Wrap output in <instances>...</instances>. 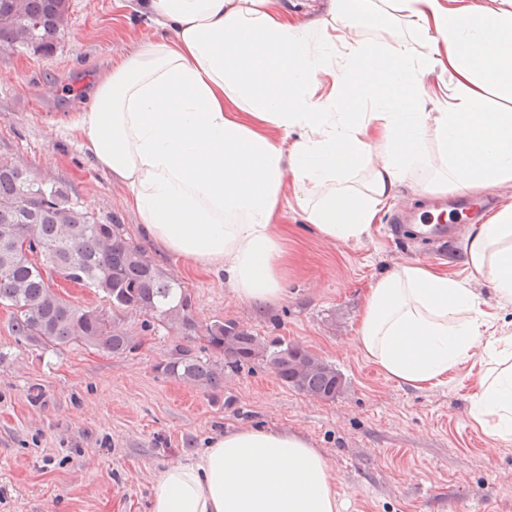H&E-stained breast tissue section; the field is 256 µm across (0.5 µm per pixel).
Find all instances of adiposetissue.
<instances>
[{"label":"adipose tissue","instance_id":"adipose-tissue-1","mask_svg":"<svg viewBox=\"0 0 512 512\" xmlns=\"http://www.w3.org/2000/svg\"><path fill=\"white\" fill-rule=\"evenodd\" d=\"M163 36L95 85L70 128L129 191L165 252L219 268L242 302L284 295L282 206L323 238L359 243L405 182L429 194L512 181V0H330L326 17H288L281 0H142ZM400 18L422 50L389 34L349 38L353 21ZM452 72L438 111L423 77ZM438 156H431L429 143ZM464 262L512 304V202L472 225ZM453 273L401 264L372 284L357 341L388 377L421 389L471 359L484 370L470 415L512 445V335ZM326 459L301 435L262 427L212 439L170 465L150 512H340Z\"/></svg>","mask_w":512,"mask_h":512}]
</instances>
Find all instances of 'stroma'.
Returning <instances> with one entry per match:
<instances>
[{
    "label": "stroma",
    "mask_w": 512,
    "mask_h": 512,
    "mask_svg": "<svg viewBox=\"0 0 512 512\" xmlns=\"http://www.w3.org/2000/svg\"><path fill=\"white\" fill-rule=\"evenodd\" d=\"M153 33L139 0H69L52 53L0 56V154L38 179L64 182L101 222L125 225L188 289L199 325L232 320L266 341L301 344L336 366L344 391L310 397L260 359L225 367L215 391L166 377L157 366L178 339L141 314L123 319L139 343L130 353L43 350L14 336L11 310L0 305V512H149L163 470L213 437L251 427L295 432L318 448L342 512H512V446L470 415L480 365L415 389L387 377L356 340L375 279L411 262L469 279L512 331V305L500 308L487 278L463 265V234L425 249L390 238L382 220L366 240L342 243L285 212L286 295L262 306L240 302L223 270L191 267L146 237L127 189L93 163L68 124L89 107L96 77Z\"/></svg>",
    "instance_id": "obj_1"
}]
</instances>
